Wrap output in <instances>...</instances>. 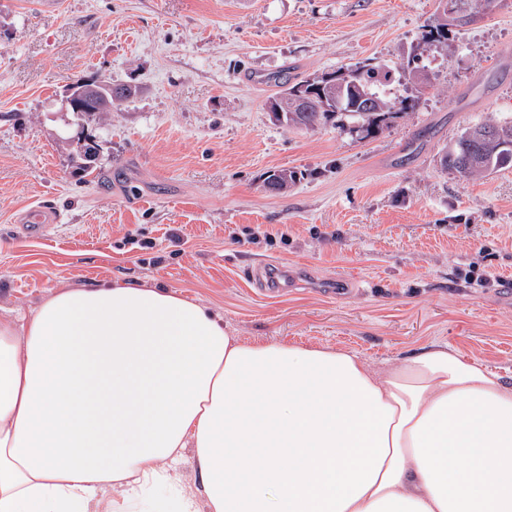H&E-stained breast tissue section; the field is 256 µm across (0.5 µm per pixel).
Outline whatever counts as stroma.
<instances>
[{
  "mask_svg": "<svg viewBox=\"0 0 512 512\" xmlns=\"http://www.w3.org/2000/svg\"><path fill=\"white\" fill-rule=\"evenodd\" d=\"M0 0V315L54 290L159 285L218 311L246 340L334 346L381 366L445 344L512 382V167L474 179L441 148L512 118V0L423 43L439 0ZM420 57L429 84L404 76ZM368 60L414 109L365 138L294 129L270 75ZM137 92L84 123L70 84ZM100 141L93 174L66 139ZM297 171L284 192L270 171ZM41 205L62 220L19 238ZM492 274L485 288L469 275Z\"/></svg>",
  "mask_w": 512,
  "mask_h": 512,
  "instance_id": "stroma-1",
  "label": "stroma"
}]
</instances>
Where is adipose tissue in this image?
Listing matches in <instances>:
<instances>
[{"label":"adipose tissue","instance_id":"ef3b65f1","mask_svg":"<svg viewBox=\"0 0 512 512\" xmlns=\"http://www.w3.org/2000/svg\"><path fill=\"white\" fill-rule=\"evenodd\" d=\"M0 512H512V384L444 344L375 368L68 287L0 318Z\"/></svg>","mask_w":512,"mask_h":512}]
</instances>
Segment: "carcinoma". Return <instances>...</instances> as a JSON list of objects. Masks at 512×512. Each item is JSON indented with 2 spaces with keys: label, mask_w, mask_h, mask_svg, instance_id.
<instances>
[{
  "label": "carcinoma",
  "mask_w": 512,
  "mask_h": 512,
  "mask_svg": "<svg viewBox=\"0 0 512 512\" xmlns=\"http://www.w3.org/2000/svg\"><path fill=\"white\" fill-rule=\"evenodd\" d=\"M426 44L445 43L448 41V25L438 23L429 25L422 33ZM332 76H347L355 81V85H345L342 95L336 104L327 108L322 106L320 93L312 91V98L302 107L293 106L292 90L304 86L311 88V83H321L326 74L304 79L298 82L285 80L283 96L269 100L267 108L271 111L279 109L282 116L276 121L288 127H309L322 122L333 121L344 115L360 124V129L368 136L379 132L388 120L414 107L415 99L405 97L391 99L385 87L391 82V71L379 63H364L355 66L340 67L330 72ZM381 104V109L373 111L366 108V100L362 95ZM499 125L507 128L508 134L501 141L491 145L477 146L467 139L469 129H464L455 140L442 148L445 168L455 172L461 178H470L484 172L493 171L512 164V120H503ZM297 180V172L290 169H278L268 175V185L274 189L288 188Z\"/></svg>",
  "instance_id": "obj_1"
}]
</instances>
